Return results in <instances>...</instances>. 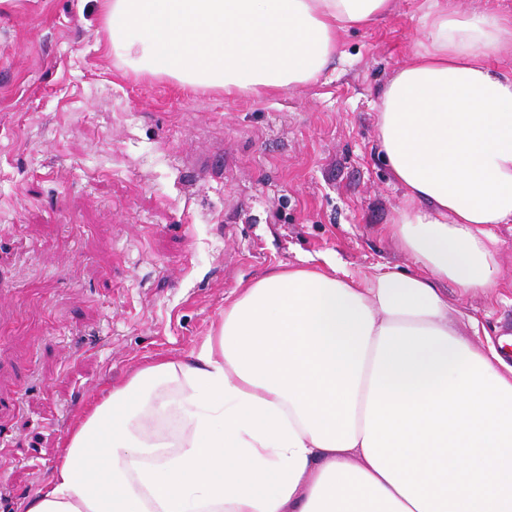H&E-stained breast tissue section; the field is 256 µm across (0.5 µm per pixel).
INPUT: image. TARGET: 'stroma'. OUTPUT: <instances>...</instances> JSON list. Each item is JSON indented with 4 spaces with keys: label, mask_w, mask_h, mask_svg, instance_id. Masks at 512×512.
I'll return each instance as SVG.
<instances>
[{
    "label": "stroma",
    "mask_w": 512,
    "mask_h": 512,
    "mask_svg": "<svg viewBox=\"0 0 512 512\" xmlns=\"http://www.w3.org/2000/svg\"><path fill=\"white\" fill-rule=\"evenodd\" d=\"M428 6L342 32L303 88L227 96L123 67L92 0H0V512H25L92 398L197 349L238 284L329 254L412 269L376 117ZM493 231L496 288H447L479 344L512 335V224Z\"/></svg>",
    "instance_id": "35a3bbf8"
}]
</instances>
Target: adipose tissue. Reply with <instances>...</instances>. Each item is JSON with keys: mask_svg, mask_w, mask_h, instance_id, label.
<instances>
[{"mask_svg": "<svg viewBox=\"0 0 512 512\" xmlns=\"http://www.w3.org/2000/svg\"><path fill=\"white\" fill-rule=\"evenodd\" d=\"M134 73L225 94L315 80L394 0H96ZM384 86L377 138L416 265L281 266L180 359L141 364L75 420L26 512H512V361L441 286L489 292L512 223V18L434 0Z\"/></svg>", "mask_w": 512, "mask_h": 512, "instance_id": "adipose-tissue-1", "label": "adipose tissue"}]
</instances>
